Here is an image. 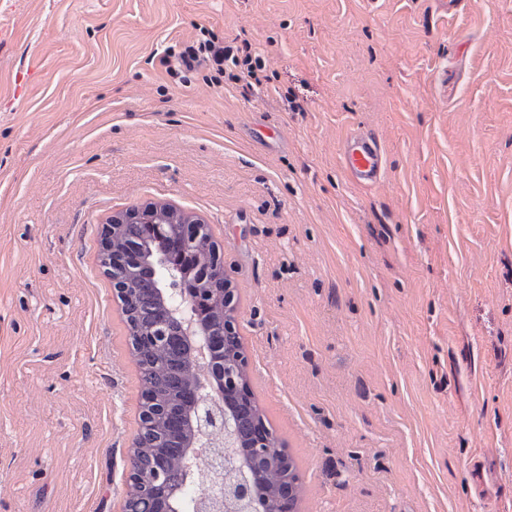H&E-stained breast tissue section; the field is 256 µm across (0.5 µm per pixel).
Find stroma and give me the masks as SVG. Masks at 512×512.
Here are the masks:
<instances>
[{"label":"stroma","mask_w":512,"mask_h":512,"mask_svg":"<svg viewBox=\"0 0 512 512\" xmlns=\"http://www.w3.org/2000/svg\"><path fill=\"white\" fill-rule=\"evenodd\" d=\"M204 28L267 82L166 74ZM160 204L217 245L297 512H512V0H0V512H124L98 256ZM345 169L360 186L376 184L383 169V149L372 133H359L348 137L342 144Z\"/></svg>","instance_id":"1"}]
</instances>
